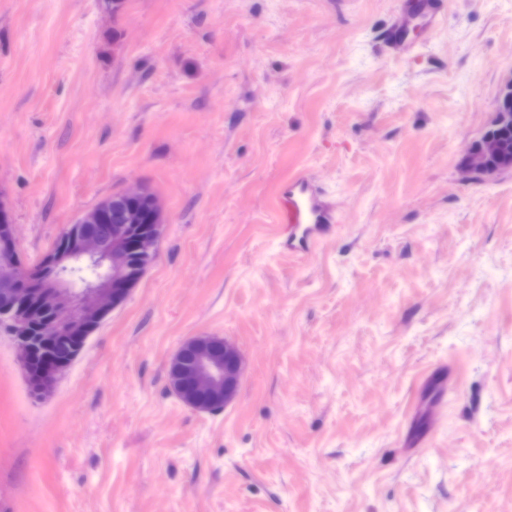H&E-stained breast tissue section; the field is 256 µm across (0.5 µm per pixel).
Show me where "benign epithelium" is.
I'll return each mask as SVG.
<instances>
[{"instance_id":"benign-epithelium-1","label":"benign epithelium","mask_w":512,"mask_h":512,"mask_svg":"<svg viewBox=\"0 0 512 512\" xmlns=\"http://www.w3.org/2000/svg\"><path fill=\"white\" fill-rule=\"evenodd\" d=\"M512 125V80L500 92L491 127ZM471 176L485 177L512 167L501 141L490 130L467 150L463 159ZM164 219L157 198L144 186L128 188L103 201L68 225L61 245L45 254L32 269L34 287L19 288L25 269L4 204L0 202V330L31 368L35 347L33 326L42 325L45 346L65 341V359L46 356L40 396L47 397L58 376L78 357L91 332L106 314L120 306L158 254ZM85 259L103 269L96 279L75 288L68 279L70 264ZM168 368L170 389L186 405L210 412L236 396L244 369L238 347L224 336H194L184 341Z\"/></svg>"}]
</instances>
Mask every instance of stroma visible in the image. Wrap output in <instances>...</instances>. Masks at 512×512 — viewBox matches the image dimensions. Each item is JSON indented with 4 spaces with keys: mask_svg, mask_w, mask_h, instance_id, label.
<instances>
[{
    "mask_svg": "<svg viewBox=\"0 0 512 512\" xmlns=\"http://www.w3.org/2000/svg\"><path fill=\"white\" fill-rule=\"evenodd\" d=\"M0 0V200L37 263L140 183L158 257L34 400L0 332V512H512V169L461 171L512 80V0ZM334 220L286 246L291 177ZM206 334L246 358L204 412ZM443 6L444 0H400V16L389 33L388 45L414 51L416 43L408 38L409 25L412 21L420 22L425 28L435 29L440 24ZM191 347L194 356L189 366L182 365L184 351ZM173 371L169 376V370ZM244 369L238 347L223 336H194L184 341L168 365L170 389L186 405L197 411H214L236 396ZM209 397L204 403L197 397Z\"/></svg>",
    "mask_w": 512,
    "mask_h": 512,
    "instance_id": "1",
    "label": "stroma"
}]
</instances>
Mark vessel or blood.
Returning a JSON list of instances; mask_svg holds the SVG:
<instances>
[{"label":"vessel or blood","mask_w":512,"mask_h":512,"mask_svg":"<svg viewBox=\"0 0 512 512\" xmlns=\"http://www.w3.org/2000/svg\"><path fill=\"white\" fill-rule=\"evenodd\" d=\"M444 0H400L399 18L393 25L388 44L407 52L415 43L408 37L411 23L435 29L442 18ZM274 221L288 228L290 234H301L303 249H310L323 233L329 215L319 193L304 178H293L287 189L278 193L273 210Z\"/></svg>","instance_id":"b4317fda"}]
</instances>
